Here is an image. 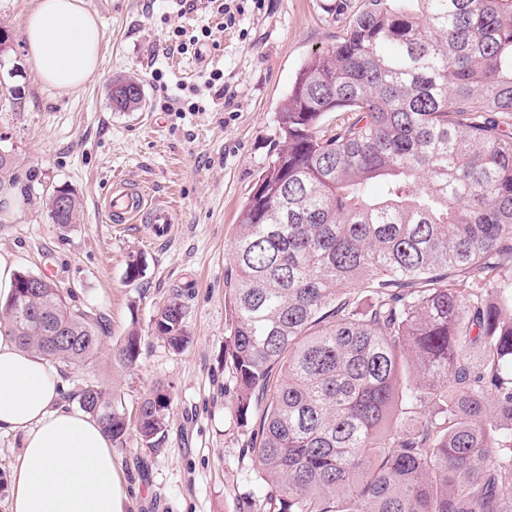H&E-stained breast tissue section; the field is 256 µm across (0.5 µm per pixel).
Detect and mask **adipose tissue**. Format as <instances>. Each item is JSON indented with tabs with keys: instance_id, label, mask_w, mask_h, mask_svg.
Wrapping results in <instances>:
<instances>
[{
	"instance_id": "ef3b65f1",
	"label": "adipose tissue",
	"mask_w": 512,
	"mask_h": 512,
	"mask_svg": "<svg viewBox=\"0 0 512 512\" xmlns=\"http://www.w3.org/2000/svg\"><path fill=\"white\" fill-rule=\"evenodd\" d=\"M23 38L38 77L65 94L96 71L104 34L84 0H35ZM60 388L44 356L0 333V433L23 438L9 512H128L110 438L91 415L60 406Z\"/></svg>"
}]
</instances>
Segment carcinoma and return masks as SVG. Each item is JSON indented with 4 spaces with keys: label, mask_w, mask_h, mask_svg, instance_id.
Segmentation results:
<instances>
[{
    "label": "carcinoma",
    "mask_w": 512,
    "mask_h": 512,
    "mask_svg": "<svg viewBox=\"0 0 512 512\" xmlns=\"http://www.w3.org/2000/svg\"><path fill=\"white\" fill-rule=\"evenodd\" d=\"M322 9L336 43L297 74L232 245L225 364L240 419L265 403L251 455L271 487L251 512H512V0ZM110 99L145 105L134 77ZM59 192L52 223H80ZM184 318L176 294L153 334L181 350ZM2 330L74 367L103 332L27 271ZM140 348L132 330L113 353L131 366ZM78 403L123 444L111 389ZM169 405L142 399L147 446Z\"/></svg>",
    "instance_id": "1"
}]
</instances>
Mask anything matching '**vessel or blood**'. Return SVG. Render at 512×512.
Returning <instances> with one entry per match:
<instances>
[{"mask_svg": "<svg viewBox=\"0 0 512 512\" xmlns=\"http://www.w3.org/2000/svg\"><path fill=\"white\" fill-rule=\"evenodd\" d=\"M100 209L107 223L144 225L149 238L158 242L170 237L175 224L168 203L151 199L143 185L124 177L113 178Z\"/></svg>", "mask_w": 512, "mask_h": 512, "instance_id": "1", "label": "vessel or blood"}]
</instances>
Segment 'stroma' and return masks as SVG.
Wrapping results in <instances>:
<instances>
[{
	"mask_svg": "<svg viewBox=\"0 0 512 512\" xmlns=\"http://www.w3.org/2000/svg\"><path fill=\"white\" fill-rule=\"evenodd\" d=\"M34 0H0L10 50L0 80V153L12 162L0 189V253L16 269L53 280L106 328L101 351L81 368L58 365L61 401L78 403L89 384L121 401L128 429L112 454L131 512H246L269 487L255 475L252 424L237 416L235 380L224 362L230 311L226 275L238 214L274 148L278 112L312 52L336 41L321 0H86L105 38L96 72L63 94L36 75L22 38ZM241 6L225 27L224 6ZM224 75V95L205 83ZM139 78L146 105L113 109L116 77ZM144 183L177 206L174 237L146 238L138 225L105 223L99 209L114 175ZM82 202L78 224L49 216L53 188ZM144 273L125 278L130 255ZM179 295L190 341L172 350L153 335L164 302ZM141 355L126 366L112 349L129 331ZM170 396L155 446L137 428L138 407L156 387Z\"/></svg>",
	"mask_w": 512,
	"mask_h": 512,
	"instance_id": "obj_1",
	"label": "stroma"
}]
</instances>
